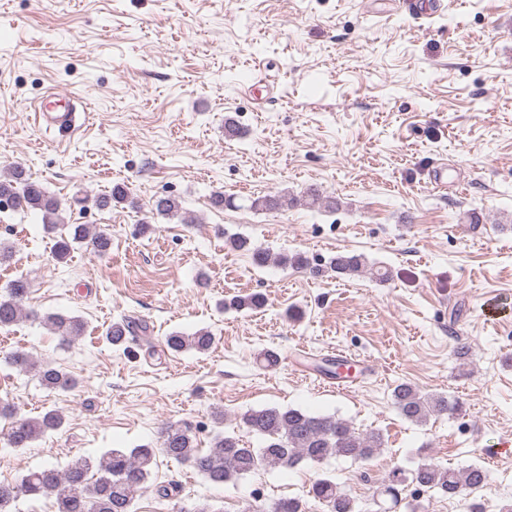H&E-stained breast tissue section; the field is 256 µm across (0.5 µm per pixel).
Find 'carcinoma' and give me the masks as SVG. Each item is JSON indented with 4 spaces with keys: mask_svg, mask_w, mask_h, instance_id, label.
<instances>
[{
    "mask_svg": "<svg viewBox=\"0 0 512 512\" xmlns=\"http://www.w3.org/2000/svg\"><path fill=\"white\" fill-rule=\"evenodd\" d=\"M3 200L9 201L14 209L41 213L46 229H58L61 203L33 181L22 167L12 166L0 175V202ZM96 203L100 208L121 203L137 207L136 199L124 184L115 185L110 194L98 197ZM283 203L280 196L266 195L251 200V208L275 210ZM308 205L334 212L338 201L332 196L312 192L308 195ZM151 210L161 216L174 217L182 211V204L174 195H163L152 200ZM76 242H86L96 252L104 253L111 245V233L107 228L92 231L83 224H71L69 230L59 233L55 241L56 260L66 259L72 244ZM227 244L235 251L250 252L253 261L260 266L275 262L284 267L304 270L313 277H322L327 273L339 277L368 274L380 281L389 277L385 269L369 264L361 254L341 253L325 262H314L301 252L274 256L270 251L252 245L243 236L233 235ZM29 286L28 278L23 276L4 286L0 292V328L33 319L40 321L64 342L81 334L83 324L74 317L25 311L22 300ZM264 305L265 297L260 293L236 297L231 301V306L239 311L258 310ZM132 333V324L121 321L111 324L105 335L112 345L120 347ZM213 344L214 336L206 329H199L187 336L173 333L166 337L167 347L174 352L189 349L203 353ZM9 360L22 371L34 372L41 385L49 390L69 391L76 386V380L70 374L42 365L28 354L16 353ZM392 401L401 416L415 423L425 422L432 414L453 415L461 409L458 402L445 395H424L408 383L394 388ZM2 416L10 419L5 433V445L9 448H26L64 423V416L57 410H48L36 418L19 416L7 401H0ZM242 422L249 432L263 439L261 447L253 448L235 435L217 433L211 448L204 451L198 448L190 426L167 424L161 429L157 448L142 446L129 453L112 449L93 461L78 457L64 468L45 465L24 474L14 483H0V512H14L13 504L22 496L39 498L51 494L56 496L57 512H133L134 502L157 465L159 454L186 464L208 481L221 485L258 468L288 469L302 461L321 462L331 456L368 461L385 445L380 432H359L343 419L331 415H313L294 408L249 411L242 416ZM486 479V471L480 466L454 470L435 464H421L409 477L399 468L391 470L387 483L383 484L379 493L389 497L396 506L401 501L400 486L407 481L418 491L455 495L466 489L482 487ZM310 493L325 505L327 512H356L354 500L330 478L317 480ZM244 512H305V504L298 498H285L267 506L249 503Z\"/></svg>",
    "mask_w": 512,
    "mask_h": 512,
    "instance_id": "carcinoma-1",
    "label": "carcinoma"
}]
</instances>
